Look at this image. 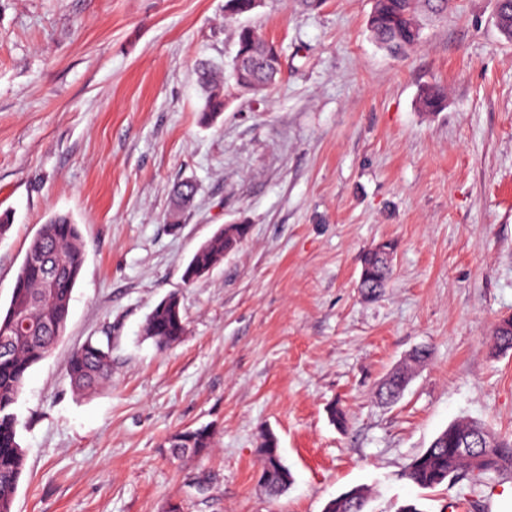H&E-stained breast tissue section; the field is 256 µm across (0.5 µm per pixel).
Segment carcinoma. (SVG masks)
Segmentation results:
<instances>
[{"mask_svg": "<svg viewBox=\"0 0 512 512\" xmlns=\"http://www.w3.org/2000/svg\"><path fill=\"white\" fill-rule=\"evenodd\" d=\"M452 0H374L367 27L375 42L393 56L404 54L416 45L428 14L448 11ZM251 0H225V15L238 18L250 12ZM501 20L500 33L512 41V0H496ZM271 43L250 26L237 32V51L232 62L236 85L258 94L275 84L280 70L271 61ZM198 82L205 92L200 109L204 124L213 122L226 108L224 78L208 62L197 69ZM247 226L232 224L219 228L194 252L184 278L192 282L220 263L246 237ZM85 261L82 236L77 224L65 214L49 216L31 241L18 270L15 286L6 310H0V512H13L19 480L25 469V450L19 440V420L14 412L30 369L46 358L66 327L73 290ZM391 265L376 250L361 259V288L375 294L384 288ZM186 324L179 298L170 294L148 315L143 336L160 350L182 340ZM495 350H512V316L499 319L493 326ZM67 376L79 393L95 391L112 376V351L91 340L74 350L67 362ZM408 370L394 372L384 383L379 398L395 403L407 384ZM480 431L488 444L471 452L461 449L466 436ZM212 447V432L207 426L186 428L170 444L172 454H202ZM277 439L268 434L259 449L271 497L283 494L291 482V473L282 463ZM512 473V439H504L476 421L463 420L441 431L424 452L409 464L406 476L420 488H435L462 474L468 481H491ZM367 492L351 488L325 505L323 512H365Z\"/></svg>", "mask_w": 512, "mask_h": 512, "instance_id": "1", "label": "carcinoma"}]
</instances>
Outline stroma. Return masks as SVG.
Wrapping results in <instances>:
<instances>
[{"label":"stroma","instance_id":"1","mask_svg":"<svg viewBox=\"0 0 512 512\" xmlns=\"http://www.w3.org/2000/svg\"><path fill=\"white\" fill-rule=\"evenodd\" d=\"M372 6L262 0L249 22L283 80L259 95L226 82L205 125L197 64L229 63L241 24L224 0H0V306L51 214L85 246L65 331L16 405L13 512H323L353 487L366 512H512L507 476L405 477L455 421L512 436V351L492 335L512 315V42L495 0H453L394 58ZM431 87L444 98L426 111ZM227 224L247 238L185 283ZM385 241L392 275L364 296L361 258ZM171 293L186 332L161 351L141 331ZM90 338L111 346L112 377L80 394L65 367ZM420 348L399 401L379 403ZM202 425L210 451L173 457L171 438ZM268 434L292 476L276 498L259 481Z\"/></svg>","mask_w":512,"mask_h":512}]
</instances>
